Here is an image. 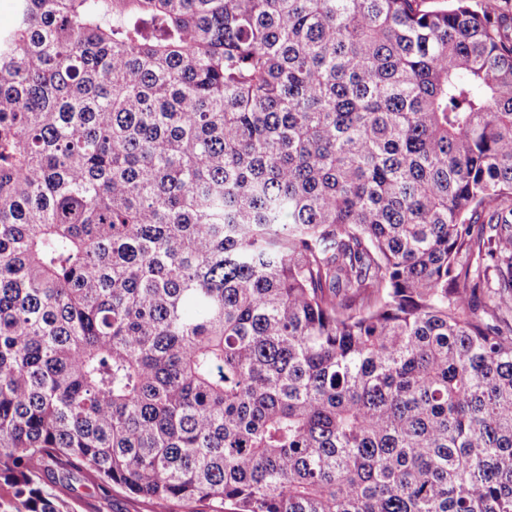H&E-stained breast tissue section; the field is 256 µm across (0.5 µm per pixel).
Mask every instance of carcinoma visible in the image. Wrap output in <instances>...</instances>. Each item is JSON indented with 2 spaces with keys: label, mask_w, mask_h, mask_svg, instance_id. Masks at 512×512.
I'll list each match as a JSON object with an SVG mask.
<instances>
[{
  "label": "carcinoma",
  "mask_w": 512,
  "mask_h": 512,
  "mask_svg": "<svg viewBox=\"0 0 512 512\" xmlns=\"http://www.w3.org/2000/svg\"><path fill=\"white\" fill-rule=\"evenodd\" d=\"M421 2L15 0L0 512H512V34ZM73 484L75 491L71 493L70 501L74 512H150L152 510L150 504L119 492L112 491V496L104 497L83 482H73Z\"/></svg>",
  "instance_id": "cac0c4a2"
}]
</instances>
